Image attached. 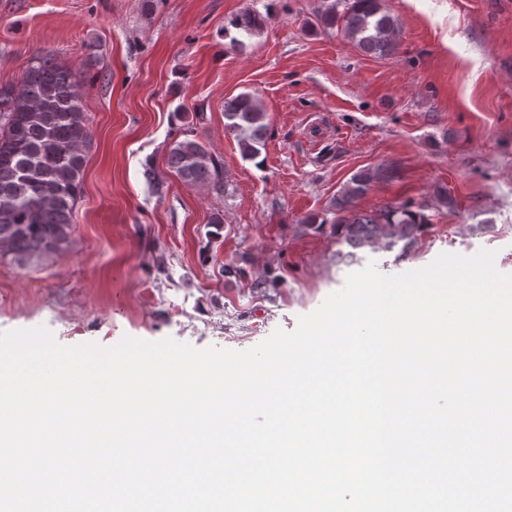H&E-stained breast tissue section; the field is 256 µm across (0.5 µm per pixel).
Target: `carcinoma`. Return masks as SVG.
<instances>
[{
  "mask_svg": "<svg viewBox=\"0 0 512 512\" xmlns=\"http://www.w3.org/2000/svg\"><path fill=\"white\" fill-rule=\"evenodd\" d=\"M343 2L340 12L332 3L317 13L320 26L341 27L366 54L396 52L395 21L383 11L382 0ZM270 18L268 5L263 13L248 9L232 18L224 33L234 29L231 46L240 49ZM93 62L90 55L73 66L39 53L20 79L0 85V257L9 256L20 266L42 254L62 253L69 244L91 142L79 89ZM224 127L237 138L244 158L260 156L269 123L253 96L241 93L224 101ZM167 164L184 183L224 195V165L198 141L175 142ZM388 177L382 170L354 174L336 196L333 219L310 215L304 223L316 231L330 224L331 235L351 248L348 258L363 248L389 249L399 243L409 248L429 226L424 206L403 201L371 215L356 210V200L370 183Z\"/></svg>",
  "mask_w": 512,
  "mask_h": 512,
  "instance_id": "1",
  "label": "carcinoma"
}]
</instances>
